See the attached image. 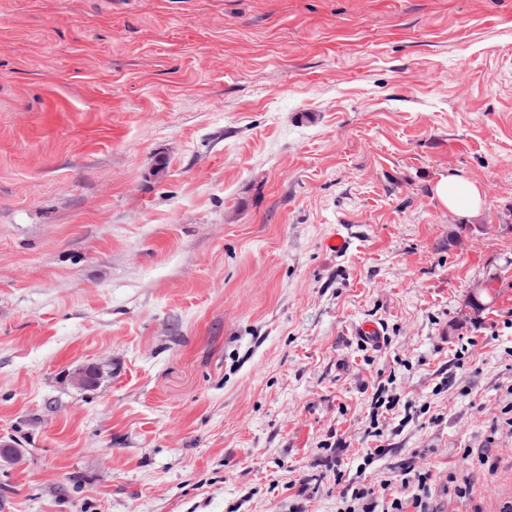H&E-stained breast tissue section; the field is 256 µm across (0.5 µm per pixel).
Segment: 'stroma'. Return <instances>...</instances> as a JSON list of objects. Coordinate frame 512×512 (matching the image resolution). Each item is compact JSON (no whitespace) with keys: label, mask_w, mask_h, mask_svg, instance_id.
Here are the masks:
<instances>
[{"label":"stroma","mask_w":512,"mask_h":512,"mask_svg":"<svg viewBox=\"0 0 512 512\" xmlns=\"http://www.w3.org/2000/svg\"><path fill=\"white\" fill-rule=\"evenodd\" d=\"M511 404L512 0H0V512H339L485 447L434 501L494 512ZM435 193L449 208L466 206L475 210L480 201L479 189L463 178H442L436 184ZM72 386L84 390H95L102 378V367L97 363L82 364L68 373ZM446 484L443 487L444 493L451 498H465L473 493L472 479L469 470L453 468L448 470Z\"/></svg>","instance_id":"stroma-1"}]
</instances>
